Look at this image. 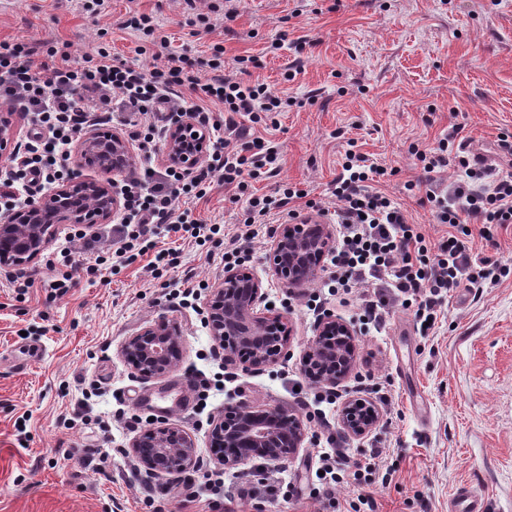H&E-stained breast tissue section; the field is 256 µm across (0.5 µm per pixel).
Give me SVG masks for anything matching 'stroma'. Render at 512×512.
I'll return each mask as SVG.
<instances>
[{
  "mask_svg": "<svg viewBox=\"0 0 512 512\" xmlns=\"http://www.w3.org/2000/svg\"><path fill=\"white\" fill-rule=\"evenodd\" d=\"M132 10L152 16L156 37L172 52L207 58L218 43L227 66L252 58L249 80L283 99L272 126L254 130L278 145L280 169L243 190L214 182L193 209L220 233L203 246L174 232L161 237L160 248L180 253L179 265L161 277L144 256L117 275L75 273L74 287L52 297L45 284L62 264L68 224L36 260L27 295H16L0 272V512H157L162 487L168 512H317L322 430L315 419L305 418L302 448L279 467L251 463L222 474L209 448V422L225 402L291 409L296 388L308 384L299 359L319 317L307 309L306 292L284 288L265 261L287 213L272 210L244 244L266 303L292 329L285 360L222 379L224 358L203 316L206 298L185 307L177 293L199 283L214 288L223 277L225 246L247 230L249 194L272 195L291 183L319 213L332 215L329 187L351 142L392 168L381 189L400 200L410 223L431 242L447 236V225L404 189L420 173L410 147L437 146L456 127L471 151L492 160L499 138L512 137V0H197L192 7L185 0H103L92 13L80 0H0V42H50L75 56L106 45L149 71L151 56L136 52L139 33L122 26ZM230 11L234 20H225ZM325 307L358 334L344 386L361 377L391 388V405L376 406L375 436L391 471L371 488L381 512H448L463 485L486 499L489 512H512V276L480 296L453 291L427 337L410 309L395 308L379 333L359 325L355 304L332 296ZM162 315L181 329L183 361L144 380L119 350ZM186 377L216 382L207 401L188 391L167 417L194 438L199 463L181 479L145 480L130 442L154 411L136 399ZM218 474L230 490L244 477L256 485L276 479L281 487L274 496H200ZM291 483L303 486L302 498L289 495Z\"/></svg>",
  "mask_w": 512,
  "mask_h": 512,
  "instance_id": "stroma-1",
  "label": "stroma"
}]
</instances>
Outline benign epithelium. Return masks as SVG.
Listing matches in <instances>:
<instances>
[{"mask_svg":"<svg viewBox=\"0 0 512 512\" xmlns=\"http://www.w3.org/2000/svg\"><path fill=\"white\" fill-rule=\"evenodd\" d=\"M13 142L12 125L1 114L0 158L11 154ZM209 147L210 136L194 113L173 116L162 148L171 164L190 169ZM69 159L76 168L95 167L106 178L73 177L1 221V268L30 266L49 245L57 224H101L119 210L114 176L131 174L137 164L130 140L118 133L103 135L91 129L84 133ZM334 244L333 225L298 216L277 227L267 254L269 269L284 287L305 288L319 274ZM264 295L262 282L243 269L224 270V277L212 288L207 322L210 336L224 351V365L253 370L288 356V331L281 317L268 318L257 310ZM180 336L177 323L160 316L128 337L121 354L133 374L144 379L162 377L181 363ZM356 344V330L328 313L318 321L316 336L301 358V369L313 376L341 381L353 370ZM339 421L348 437L361 440L377 429L380 418L357 396L344 403ZM209 434L216 464L225 471L256 458L266 465L286 463L305 439L304 424L294 410L260 408L241 401L224 404L222 414L211 420ZM130 448L148 478L180 477L195 465L194 439L173 424L144 426Z\"/></svg>","mask_w":512,"mask_h":512,"instance_id":"1","label":"benign epithelium"}]
</instances>
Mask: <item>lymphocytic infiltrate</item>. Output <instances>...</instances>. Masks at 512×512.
<instances>
[{
    "label": "lymphocytic infiltrate",
    "instance_id": "f902f5d3",
    "mask_svg": "<svg viewBox=\"0 0 512 512\" xmlns=\"http://www.w3.org/2000/svg\"><path fill=\"white\" fill-rule=\"evenodd\" d=\"M125 25L141 33L147 43H157L153 52L145 46L137 49L138 54L152 55L153 70L128 65L102 46L75 58L51 46L38 51L22 40L0 43V102L25 112L36 128L33 138L16 152L15 172L0 180V208L6 210L13 207L16 187L45 189L69 177L63 161L89 114H98L105 125L119 110L129 113L128 123L136 127L151 113L172 114L188 107L201 115L208 102L224 107L223 118L211 119L210 125L225 135L211 143L207 166L192 180H185L173 166L162 173L147 167L127 183L128 215L123 223L129 231L110 257L99 255L86 265L90 275L106 263L112 272H120L149 253L154 256L151 268L176 265V251L156 247L155 240L162 233H181L202 246L219 232L217 225L203 223L191 209H179L178 199L204 198L216 179L244 187L246 180L275 175L280 161L271 140L250 134L255 125L280 110V97L266 85L228 77L223 48H215L206 60L210 76L204 79L195 62L168 52L166 41L156 40L152 16L134 15ZM184 89L194 94L195 103L186 104L180 95ZM116 90L122 94L117 104L112 101ZM244 135L250 138L246 148L231 149V139ZM464 149L452 132L437 147L412 150L423 176L407 182L406 189L422 190V203L430 205L437 222L448 227L447 237L435 244L426 239L419 225L408 223L399 203L377 190V182L389 175L387 167L368 162L356 151H346L331 190L339 227V245L330 259L331 279L347 294L356 286L374 285V292L360 296L361 315L373 327L384 326L391 307L398 304L414 308L422 335H429L448 292L466 282L480 293L512 275L511 257L483 258L476 270L469 252L475 237L499 248V231L512 225V141L501 139L503 163L499 166L478 155L466 156ZM451 165L463 170L464 179L448 190L438 189L434 172ZM326 443L318 453L324 473H333L339 465L353 466L352 476L361 490L343 504L335 496L334 483H326L319 499L322 508L326 512H379L368 487L384 463V449L370 445L362 463L355 465L341 436L327 434Z\"/></svg>",
    "mask_w": 512,
    "mask_h": 512
}]
</instances>
